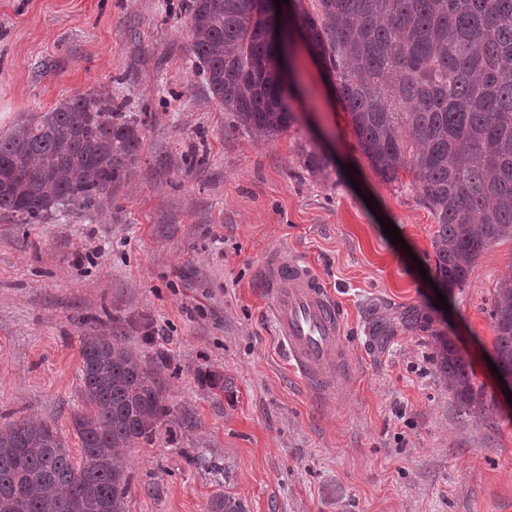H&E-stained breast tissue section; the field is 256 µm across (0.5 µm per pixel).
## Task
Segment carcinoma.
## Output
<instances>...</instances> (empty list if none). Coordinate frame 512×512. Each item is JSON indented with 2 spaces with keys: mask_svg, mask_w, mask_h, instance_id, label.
I'll list each match as a JSON object with an SVG mask.
<instances>
[{
  "mask_svg": "<svg viewBox=\"0 0 512 512\" xmlns=\"http://www.w3.org/2000/svg\"><path fill=\"white\" fill-rule=\"evenodd\" d=\"M289 0H192L190 52L210 96L236 123L269 136L294 121L289 75L277 42L296 32L335 77L358 146L385 182L429 207L438 229L436 278L466 283L476 259L512 236V0H318L319 15ZM140 126L123 106L77 95L31 112L0 138V215L32 224L60 208H96L126 181L140 156ZM494 361L512 375V279L495 291ZM417 307L395 324L374 310L368 336L384 347L398 328L427 327ZM439 369L466 409L482 405L468 362L438 334ZM82 442L74 464L45 421L0 427V512H126L125 449L169 413L152 371L109 336L80 339ZM209 512H244L219 495Z\"/></svg>",
  "mask_w": 512,
  "mask_h": 512,
  "instance_id": "obj_1",
  "label": "carcinoma"
}]
</instances>
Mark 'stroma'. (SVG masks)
Returning a JSON list of instances; mask_svg holds the SVG:
<instances>
[{"label":"stroma","mask_w":512,"mask_h":512,"mask_svg":"<svg viewBox=\"0 0 512 512\" xmlns=\"http://www.w3.org/2000/svg\"><path fill=\"white\" fill-rule=\"evenodd\" d=\"M191 2L0 0V137L86 93L143 135L135 173L92 213L0 217V425L44 420L80 462V338L101 332L155 370L172 410L126 451L128 512H208L218 493L247 512H512V404L487 361L512 237L438 308L421 276L435 218L375 174L322 64L296 43L295 122L247 131L192 61ZM280 258L311 264L341 311L349 371L330 398L276 334L264 270ZM409 306L468 358L480 409L457 405L430 334L371 346L370 309ZM208 371L228 389L204 386Z\"/></svg>","instance_id":"stroma-1"}]
</instances>
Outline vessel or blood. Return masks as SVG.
I'll return each instance as SVG.
<instances>
[{
  "mask_svg": "<svg viewBox=\"0 0 512 512\" xmlns=\"http://www.w3.org/2000/svg\"><path fill=\"white\" fill-rule=\"evenodd\" d=\"M266 277L292 367L316 396H326L345 359L343 318L331 290L310 266L295 261H273Z\"/></svg>",
  "mask_w": 512,
  "mask_h": 512,
  "instance_id": "1",
  "label": "vessel or blood"
}]
</instances>
